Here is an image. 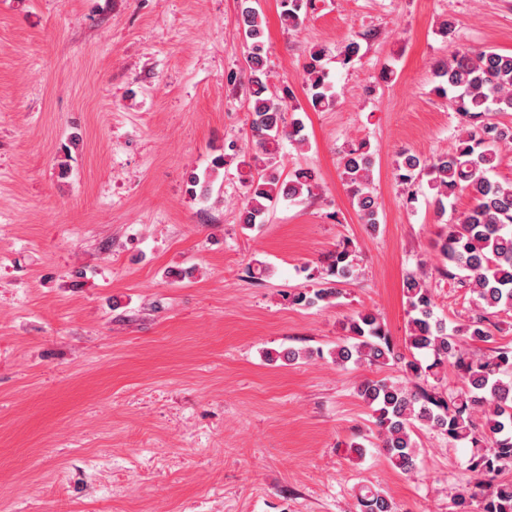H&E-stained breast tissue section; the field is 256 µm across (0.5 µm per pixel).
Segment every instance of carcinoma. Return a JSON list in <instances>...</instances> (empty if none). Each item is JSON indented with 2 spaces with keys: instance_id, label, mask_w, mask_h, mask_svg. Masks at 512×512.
I'll return each mask as SVG.
<instances>
[{
  "instance_id": "cac0c4a2",
  "label": "carcinoma",
  "mask_w": 512,
  "mask_h": 512,
  "mask_svg": "<svg viewBox=\"0 0 512 512\" xmlns=\"http://www.w3.org/2000/svg\"><path fill=\"white\" fill-rule=\"evenodd\" d=\"M312 0H281L280 20L290 29L303 24ZM242 35L248 45L251 145L235 150L247 196L240 210V223L253 228L265 223L269 204L281 199L296 201L311 196L318 187L312 168H299L288 178L279 170L284 140L305 141L301 119H286L298 111L288 91L271 90L264 52V18L242 0ZM324 49L315 48L304 66L310 106L322 111L335 106L336 93L323 67ZM433 92L448 99L463 120L453 149L442 155L420 157L402 152L395 163V176L402 185L427 179L432 202L443 217L455 209L458 199L471 201L468 210L443 224L436 247L441 256L439 275L456 280L475 296L474 314L465 325L450 326L434 313L430 277L412 273L404 282L411 316L406 347L419 355L407 358L396 350L379 316L364 310L344 326L345 338L331 353L338 366L367 362L403 364L415 380L409 388L399 382L366 381L358 396L371 408L383 436V448L392 465L406 475L418 470L415 428L436 430L448 442L470 449L469 470L481 490L478 512H512V482L498 480L512 470V349L500 348L476 357L471 342L493 338L491 318L512 311V182L492 179L500 148L512 142V127L497 120L512 112V54L494 51H455L434 71ZM372 155L367 143L348 149L340 160L341 176L349 187L363 223L376 230L378 204L371 190ZM351 250L343 245L330 254L326 277L315 288L288 295L294 305L313 307L329 303L341 294L340 285L354 279ZM458 373L462 385L443 395L428 384L448 367ZM357 512H396L392 500L368 485L355 495ZM474 495L464 489L451 493L455 512H471Z\"/></svg>"
}]
</instances>
